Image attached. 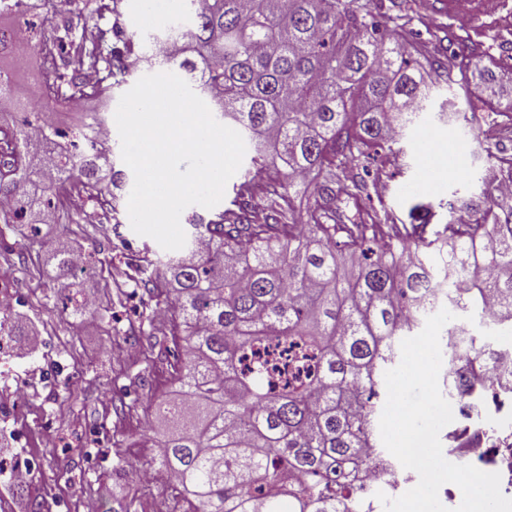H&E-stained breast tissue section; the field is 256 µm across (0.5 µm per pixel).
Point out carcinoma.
Here are the masks:
<instances>
[{"mask_svg": "<svg viewBox=\"0 0 512 512\" xmlns=\"http://www.w3.org/2000/svg\"><path fill=\"white\" fill-rule=\"evenodd\" d=\"M189 24L152 37L154 60H176L186 81L251 144V162L231 207L194 214L185 250L159 257L144 249L136 286L172 308L162 337L142 310L138 333L166 364L174 388L159 396L152 463L171 475L189 512H356L355 481L375 435L384 373L401 361L400 343L438 304L475 311L512 330V206L498 198L496 173L484 183L480 217L448 223L428 237L429 220L395 224L388 213L345 222L333 184L347 197L369 195V171L355 170L378 150L393 152L402 131L427 110L433 88L455 84L473 95L467 70L444 48L423 51L411 27L421 0H184ZM72 14L103 15L101 0H71ZM396 11L383 21L384 9ZM39 37L42 99L16 97L0 80V111L24 112L0 130V154L21 167L0 171L6 224H79L68 198L83 194L113 217L127 174L112 145L94 141L105 120L38 124L51 103L87 105L125 85L138 59L137 33L116 21L88 43L69 21ZM16 30L0 25V57L15 58ZM480 68L479 98L495 111L494 68ZM86 70L97 82L81 79ZM306 202L305 215L299 203ZM387 230L391 243L369 246ZM347 249L337 248V233ZM58 293L72 313L91 311L69 294L72 247L55 246ZM461 278L466 288L451 284ZM456 341L448 343V337ZM448 377L467 387L474 373L504 368L484 356L461 326L445 332Z\"/></svg>", "mask_w": 512, "mask_h": 512, "instance_id": "carcinoma-1", "label": "carcinoma"}]
</instances>
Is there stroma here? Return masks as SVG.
I'll return each mask as SVG.
<instances>
[{"label": "stroma", "mask_w": 512, "mask_h": 512, "mask_svg": "<svg viewBox=\"0 0 512 512\" xmlns=\"http://www.w3.org/2000/svg\"><path fill=\"white\" fill-rule=\"evenodd\" d=\"M412 26L421 32L429 52L443 40L453 42L458 63L467 65L484 52L498 63L503 94L495 121L500 147H512V58L503 55L512 45V24H489L478 0H458L446 7L429 0ZM120 18L141 39L165 26L185 23L183 0H165L164 23L144 20L137 0H123ZM436 101L454 102L445 118L424 113L406 129L394 163L379 170L389 189L349 204L351 219H367L385 211L396 223L408 220L412 207L428 209L430 231L441 230L450 217H461L457 199L479 195L483 179L497 160L487 152L488 142L469 114L486 115L481 102L466 104L459 88L439 90ZM86 224H45L39 247L20 251L12 225L0 223V277L8 280L18 299L14 315L26 331L30 348L0 371V458L32 465L27 484L9 483L0 474V512H30L32 502L42 512H83L86 500H95L98 512H183L184 503L171 497L161 471L142 479L139 471L118 469V459H151L141 431L152 410L150 404L166 387L161 364L147 361V343L130 345V320L140 309L141 291L130 279L132 266L143 249L158 243L136 234L127 212L117 220L104 219L94 202H87ZM66 238L90 256L85 269L75 271L74 290L94 294L110 306L112 319L78 317L63 310L53 288L56 269L49 241Z\"/></svg>", "instance_id": "obj_1"}]
</instances>
